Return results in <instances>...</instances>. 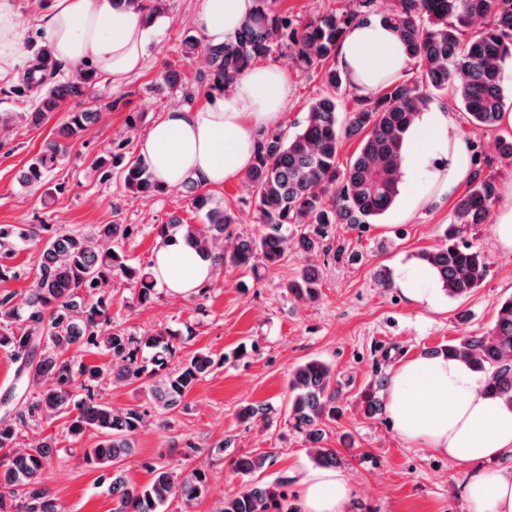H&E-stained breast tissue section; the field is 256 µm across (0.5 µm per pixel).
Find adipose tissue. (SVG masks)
Listing matches in <instances>:
<instances>
[{"label": "adipose tissue", "mask_w": 512, "mask_h": 512, "mask_svg": "<svg viewBox=\"0 0 512 512\" xmlns=\"http://www.w3.org/2000/svg\"><path fill=\"white\" fill-rule=\"evenodd\" d=\"M256 0H201L199 23L206 44L234 39L252 17ZM56 61L77 66L92 61L114 86L126 84L146 64L153 32L137 10H114L110 0H53L40 18ZM23 55L13 0H0V75L12 72ZM337 65L353 94L376 97L413 66L400 34L372 20L354 25L337 48ZM291 87L287 71L267 62L251 65L230 88L204 103L161 112L140 141V154L166 188L193 178L202 187L241 181L258 151L260 131L279 127ZM446 154L414 188L416 205L438 208L472 172L471 147L455 116L441 106L421 113L411 132L408 164L425 168L428 151ZM426 169V168H425ZM217 262L184 241H158L151 271L167 295L188 298L207 286ZM484 378L457 359L418 356L393 372L386 395L390 419L409 444L448 455L471 467L462 488L471 512H512V407L489 398ZM495 469H487L490 461ZM300 512H347L353 499L349 478L333 469L303 472Z\"/></svg>", "instance_id": "adipose-tissue-1"}]
</instances>
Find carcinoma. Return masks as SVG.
I'll list each match as a JSON object with an SVG mask.
<instances>
[{
	"label": "carcinoma",
	"instance_id": "1",
	"mask_svg": "<svg viewBox=\"0 0 512 512\" xmlns=\"http://www.w3.org/2000/svg\"><path fill=\"white\" fill-rule=\"evenodd\" d=\"M253 19L242 26L234 40L209 47L191 37L184 54L205 59L207 71L199 80L210 89L229 87L250 64L283 46L298 65L323 68L325 91L308 106L299 129L287 134L279 129L263 133L247 183L254 196L259 233L233 236L236 223L231 207L216 205L213 196L193 179L183 184L191 208L202 224H182L175 219L157 226L158 237L180 236L203 257L214 255L221 263L248 268L256 276L260 268L281 263L288 248L304 260L285 288L299 302L316 300L323 288L318 258L341 256L333 246L336 224H372L385 214L400 194L401 166L409 130L432 99L452 90L468 121L485 130L498 125L504 109L503 70L512 59V0H396L383 11L378 0H348L340 12L314 18L295 27L287 15L277 12L271 0H256ZM114 8H133L147 19L164 12L166 0H112ZM381 19L395 27L405 51L422 64L419 76L395 82L374 99L351 98L344 103L345 77L336 68V46L348 29L360 22ZM487 23L474 36L467 30L477 21ZM97 81L91 64L71 72L44 90L35 108L21 113L31 126H41L49 115L70 98L88 99ZM100 113L85 108L68 113L60 136L82 137ZM358 137L353 160L338 166V150L345 138ZM62 143L49 140L21 175L25 186L42 185L54 169ZM124 188L134 194L162 192L141 157L113 161ZM498 196L493 175L474 170L468 187L453 207L448 244L418 254L434 269L442 290L451 298H465L482 284L488 268L484 253L457 238L473 224L490 222ZM132 228L125 224H99L90 232H67L44 242L32 287L22 307L0 299V350L17 364V378L42 385L34 396H24L7 416H0V451L13 446L22 430L62 416L65 436L78 443L87 435L98 441L92 448L74 449L82 462L103 471L109 480L112 512H168L177 500L186 508L204 498L209 475L202 468L177 471L160 464L152 467V480L130 483L123 469L133 454L135 436L143 417L135 408L116 412L101 401L95 387L109 373L112 382L144 379L149 400L161 414L175 410L205 378L214 364L202 351L172 362L177 343L192 336L166 331L136 335L112 323V282L131 286L141 304L147 303L156 282L148 269L130 262L124 249ZM40 228L0 225V244L27 241ZM234 238L229 253H216L224 239ZM96 349L110 357L106 369L80 361L76 353ZM459 359L485 373V391L512 405V296L498 305L488 332L464 336L433 351ZM384 382L361 392V408L372 418L384 411L379 395ZM288 423L303 435L318 466L341 463L334 448L323 446L327 424L340 414L332 367L317 358L296 366L290 374ZM59 453L53 435L41 436L28 447L0 454V512H66L60 498L42 484L45 469ZM270 455L242 456L234 468L245 474L263 471ZM219 512H295L279 483L256 484L224 498Z\"/></svg>",
	"mask_w": 512,
	"mask_h": 512
}]
</instances>
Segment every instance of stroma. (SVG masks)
I'll use <instances>...</instances> for the list:
<instances>
[{
  "label": "stroma",
  "instance_id": "stroma-1",
  "mask_svg": "<svg viewBox=\"0 0 512 512\" xmlns=\"http://www.w3.org/2000/svg\"><path fill=\"white\" fill-rule=\"evenodd\" d=\"M24 32V56L14 72L0 80V113L32 111L41 87H27L26 78L47 46L33 0H14ZM201 0H168L165 14L152 27L144 70L129 83L112 86L100 79L89 100L100 120L82 138L65 140L64 153L44 186H23L20 177L29 162L56 138L74 101L61 104L38 128L13 121L0 129V225L45 224L54 231L88 230L99 224H131L136 234L125 249L133 263L147 265L157 243L154 228L169 219L199 223L183 189L155 196L125 191L115 169L100 166V158L117 154L137 156L138 143L159 112L182 105L180 88L167 86L162 75L179 72L193 81L205 72L203 60L188 61L183 40L200 34L197 13ZM269 61L284 67L291 96L285 130L301 119L312 99L325 89L321 67L301 69L288 51L273 50ZM434 103L447 106L472 144L474 165H490L497 183L512 178V164L497 162L502 127L478 130L449 94H437ZM217 201L229 205L237 222L233 233H254L253 197L246 183L214 188ZM452 205L437 210L415 207L409 192L379 223L334 226L335 241L359 251L358 261L328 260L321 296L298 303L285 285L300 260L296 255L263 270L260 277L232 265L217 272L206 294L188 299L169 297L158 290L147 305H139L123 283L112 293V321L135 334L180 329L192 325L194 335L184 352L203 350L218 364L172 413L159 414L140 383L102 381V398L112 409L135 408L145 423L135 438V452L126 463L131 483L147 484L150 465L167 461L192 468H208V494L191 512H219L225 496L253 483L284 481L289 503L298 501V479L312 468L300 434L288 424V378L299 363L319 358L335 371L343 415L326 427L324 444L342 457L341 472L353 487L351 512H469L461 487L469 471L447 456L405 442L389 416L365 417L359 394L414 356L427 354L451 341L487 332L497 304L512 295V253L495 241L494 224H476L464 232L468 243L480 248L489 272L469 297L443 298L439 308L412 305L400 288H380L374 274L381 269L398 273L418 265L421 251L444 244V229L452 219ZM39 244L28 242L14 253L0 250V297L23 305L33 281ZM243 358H235L240 347ZM270 406L269 418L253 426L239 422L243 405ZM273 453L274 462L263 472H236L232 461L242 455ZM99 473L74 455L54 460L45 472V487L57 494L67 512H111L112 496L98 482Z\"/></svg>",
  "mask_w": 512,
  "mask_h": 512
}]
</instances>
